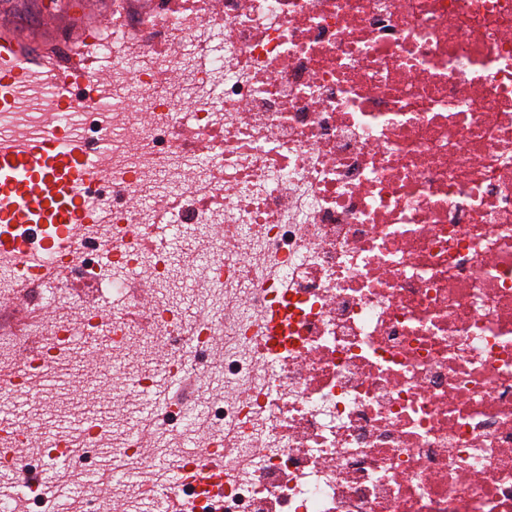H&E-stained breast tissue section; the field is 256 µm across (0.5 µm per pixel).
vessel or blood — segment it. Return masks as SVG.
Segmentation results:
<instances>
[{"mask_svg": "<svg viewBox=\"0 0 512 512\" xmlns=\"http://www.w3.org/2000/svg\"><path fill=\"white\" fill-rule=\"evenodd\" d=\"M64 38L28 34L15 13L0 15V267L18 272L34 255L10 239L15 224H39L60 251L75 253V227L100 222L103 147H93L76 130L75 119L89 107L112 109V86L97 68L99 46L112 36L111 20L90 12H70ZM64 115L67 125L39 131L23 145L12 141L6 122L18 112H34L40 101ZM17 327L43 324L45 311L18 298ZM209 487L224 483L222 455H209L173 468L162 499L164 512H185L178 488L185 481Z\"/></svg>", "mask_w": 512, "mask_h": 512, "instance_id": "1", "label": "vessel or blood"}]
</instances>
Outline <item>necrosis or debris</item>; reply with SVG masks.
I'll return each instance as SVG.
<instances>
[{"label": "necrosis or debris", "mask_w": 512, "mask_h": 512, "mask_svg": "<svg viewBox=\"0 0 512 512\" xmlns=\"http://www.w3.org/2000/svg\"><path fill=\"white\" fill-rule=\"evenodd\" d=\"M112 15V109L82 126L106 141L109 216L79 225L73 258L20 231L88 292L36 343L0 325L14 391L77 346L124 377L111 424L46 450L121 447L112 494L75 502L121 512L127 471L220 449L223 488L181 486L186 512H512V0H114ZM158 224L193 239L173 251ZM161 350L194 401L131 416ZM29 432L0 424L20 475L45 461L14 457Z\"/></svg>", "instance_id": "obj_1"}]
</instances>
